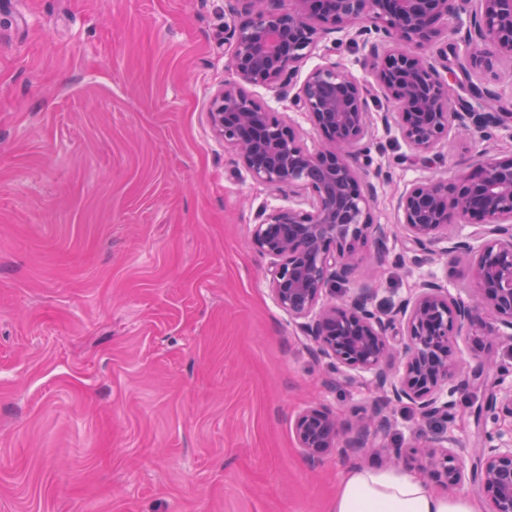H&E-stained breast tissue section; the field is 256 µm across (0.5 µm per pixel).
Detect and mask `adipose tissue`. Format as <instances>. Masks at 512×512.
<instances>
[{"label":"adipose tissue","instance_id":"ef3b65f1","mask_svg":"<svg viewBox=\"0 0 512 512\" xmlns=\"http://www.w3.org/2000/svg\"><path fill=\"white\" fill-rule=\"evenodd\" d=\"M330 512H482V506L465 494L436 493L403 469L367 464L349 470Z\"/></svg>","mask_w":512,"mask_h":512}]
</instances>
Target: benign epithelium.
<instances>
[{"instance_id": "benign-epithelium-1", "label": "benign epithelium", "mask_w": 512, "mask_h": 512, "mask_svg": "<svg viewBox=\"0 0 512 512\" xmlns=\"http://www.w3.org/2000/svg\"><path fill=\"white\" fill-rule=\"evenodd\" d=\"M244 15L224 23V45L235 79L212 96L209 121L237 163L257 183L288 194L293 204L262 212L251 247L267 259L264 278L277 306L288 314L313 355L336 376L370 386L374 397L344 433L335 413L320 406L293 422L298 447L310 459L336 449L363 452L391 424L397 403L423 416L457 417L454 395L473 387L497 427L481 428L473 462L466 466L452 436L401 448H384L395 465H414L433 483L456 490L468 484L482 493L491 512H512V369L490 356L512 344V152L484 147L463 161L462 185L437 179L407 184L396 210L404 253L421 263L441 254L464 260L471 284L453 294L438 279L414 288L390 314L372 305L374 281L349 283L362 250L374 266L386 261L387 229L374 222L369 170L374 143L371 105L378 96L394 103L393 120L416 159L430 165L457 130L479 144L512 127V113L498 112L499 94L473 83L475 74L497 72L512 62V0H243ZM468 15L464 28L448 18ZM336 32L333 50L370 45L360 79L326 56L302 83L298 73L321 34ZM467 86L469 98H451L449 81ZM263 84L290 96L323 142L310 148L292 122L247 90ZM453 224H470L466 236L448 235ZM473 338L477 362L462 366L457 337Z\"/></svg>"}]
</instances>
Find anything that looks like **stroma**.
Masks as SVG:
<instances>
[{
	"label": "stroma",
	"instance_id": "obj_1",
	"mask_svg": "<svg viewBox=\"0 0 512 512\" xmlns=\"http://www.w3.org/2000/svg\"><path fill=\"white\" fill-rule=\"evenodd\" d=\"M238 0H0V512H329L369 456L309 460L292 432L320 405L350 421L373 396L340 382L275 303L249 244L287 195L253 181L210 128L233 72ZM378 99L374 219L388 260L374 304L466 263L404 257L396 200L456 183L464 148L410 161ZM395 405L375 442L455 436Z\"/></svg>",
	"mask_w": 512,
	"mask_h": 512
}]
</instances>
